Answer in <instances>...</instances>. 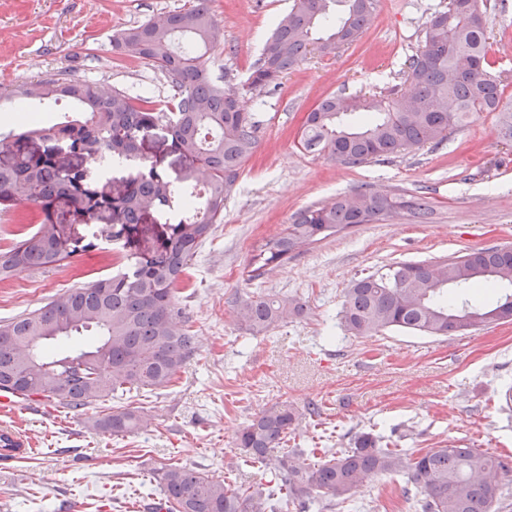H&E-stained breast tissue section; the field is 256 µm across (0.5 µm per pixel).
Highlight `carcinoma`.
Segmentation results:
<instances>
[{"mask_svg":"<svg viewBox=\"0 0 512 512\" xmlns=\"http://www.w3.org/2000/svg\"><path fill=\"white\" fill-rule=\"evenodd\" d=\"M375 0H292L251 65L245 87L277 84L312 53L329 55L357 41ZM488 19L480 0H448L425 25L423 45L406 61L411 91L393 86L376 95L324 97L302 126L307 152L358 165L439 144L480 112L498 113V134L512 141V110L501 105L500 81L487 58ZM224 30L208 0L162 18L124 28L113 50L159 70L175 91L157 109L148 91L107 89L93 81L56 79L13 85L20 102L67 99L75 112L44 120L23 116L0 133V209L32 206L37 228L19 233L0 249V282L31 269L55 270L75 256L109 244L123 252L117 273L71 288L26 316L0 323V391L37 396L79 410L133 390L168 385L195 350L179 300L198 248L224 219V200L258 146L257 125L241 106L242 92L216 83L204 56ZM162 133L172 152L189 164L172 172L142 159L140 139ZM87 161L76 169L71 156ZM127 159L124 190L113 194L95 169ZM70 201L86 216L78 240L62 233L57 204ZM107 210L111 223L101 224ZM151 211L159 225L146 255L129 251L126 239ZM432 208L417 194L358 192L298 212L285 232L264 240L251 258V277L268 272L302 249L361 224L405 215L428 223ZM512 287V246L473 249L433 265L402 262L360 276L346 289L341 324L352 336L398 329L429 337L463 335L489 324L512 322V291L493 305L477 306L482 288ZM306 305L276 294L247 296L236 305L239 323L252 333L305 313ZM302 414L277 402L245 425L237 448L244 462L273 472L274 488H231L178 465L153 471L149 484L165 512H276L279 501L347 509L359 486L379 474L403 472L420 495L421 512H491L500 503V476L512 460L477 448H428L406 454L360 432L351 447L326 460H307L287 447ZM142 415L124 409L94 422L104 433H131Z\"/></svg>","mask_w":512,"mask_h":512,"instance_id":"obj_1","label":"carcinoma"}]
</instances>
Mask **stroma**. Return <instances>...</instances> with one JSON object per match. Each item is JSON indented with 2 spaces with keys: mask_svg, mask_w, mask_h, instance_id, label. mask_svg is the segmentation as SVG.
<instances>
[{
  "mask_svg": "<svg viewBox=\"0 0 512 512\" xmlns=\"http://www.w3.org/2000/svg\"><path fill=\"white\" fill-rule=\"evenodd\" d=\"M448 0H375L358 41L336 53L308 55L278 87L244 93L259 144L224 202V220L199 249L180 302L197 345L164 388L127 394L143 412L139 430L95 429L112 402L67 412L41 401L0 415V430L27 434L34 451L0 460V512H148V475L179 465L232 486L276 484L273 473L244 463L236 436L278 401L302 413L289 445L312 451L349 447L370 431L407 454L454 444L493 454L512 450V324L442 338L389 330L354 337L338 312L355 278L398 262L435 261L473 248L512 244V145L496 115L476 114L437 146L347 166L298 144L305 117L332 93L360 94L403 85L405 60L425 22ZM195 0H0V115L19 110L8 88L70 78L126 90L148 89L158 107L173 90L153 66L120 57L112 35L194 5ZM291 0H210L224 40L208 55L213 78L241 85L272 21ZM488 59L502 104L512 108V0H483ZM362 190L428 198L430 223L379 220L314 243L258 279L247 271L256 246L286 230L308 206ZM96 252L62 268L28 270L0 282V321L44 306L87 283ZM296 297L306 312L255 334L235 317L247 294ZM405 474L360 487L363 512H418Z\"/></svg>",
  "mask_w": 512,
  "mask_h": 512,
  "instance_id": "35a3bbf8",
  "label": "stroma"
}]
</instances>
